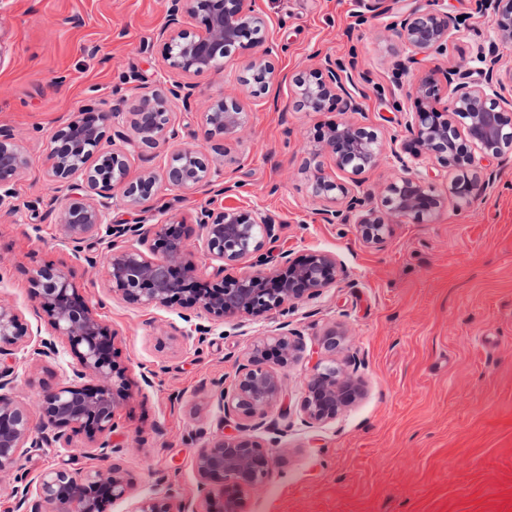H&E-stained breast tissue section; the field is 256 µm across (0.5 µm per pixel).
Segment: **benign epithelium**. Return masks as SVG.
I'll use <instances>...</instances> for the list:
<instances>
[{"instance_id": "obj_1", "label": "benign epithelium", "mask_w": 512, "mask_h": 512, "mask_svg": "<svg viewBox=\"0 0 512 512\" xmlns=\"http://www.w3.org/2000/svg\"><path fill=\"white\" fill-rule=\"evenodd\" d=\"M167 2V20L157 38L164 43L165 67L174 77L158 89L139 85L143 93L134 112L110 108L95 116L77 114L56 127L48 175L67 191V203L61 208L47 204L45 216L60 226L62 242L88 266L98 264L99 249L106 250L110 292L133 304L178 303L187 310V321L203 313L211 325L194 327L203 336L227 319L286 315L291 306L318 297L334 284L340 268L336 257L324 252L295 259L284 251L272 265L264 247L278 236L274 219L260 209L213 208L220 196L236 191L239 184L230 180L204 147L180 141L169 103L179 101L185 109H192L198 89L194 79L223 71L232 49L245 42L256 54L240 82L259 98L279 82L271 62L279 48L270 39L263 16L247 7L246 0ZM434 2L416 0L389 25L407 50V56L396 64L399 76L416 63L417 55L446 52L460 32L458 18L435 8ZM475 5L497 15L496 40L505 47L512 45V0H475ZM187 16L198 21L199 30L183 28ZM475 60L481 76L476 83L457 70L437 69L412 84L408 98L414 99V106L404 110L407 139L391 138L390 153L400 174L384 188L386 214L370 208L366 194L326 175L321 165L314 167L312 194L325 202L316 212L322 223L353 222L365 243L380 246L392 231L385 216L416 222L434 216L443 198L432 183L431 157L462 171V179L452 187L454 194L477 195L481 183L467 174L474 157L456 153L455 140L466 135L486 159H500L512 152V88L500 77L495 48L477 47ZM295 87L300 105L308 110L318 111L327 100L342 99L345 110L359 111L352 75L337 59L324 58L309 74L296 78ZM445 90L450 97L439 108ZM241 114L234 99L223 97L210 102L202 120L212 133L226 135L239 128ZM116 138L125 143L126 151L103 149V142ZM163 143L174 145L162 167L167 185L183 193L209 196L192 215L205 256L213 264L204 282L197 277L184 221L130 224L112 217L118 205L136 210L156 194L160 178L155 173L128 179V156ZM321 147L339 170L351 174L376 167L383 150L374 131L350 120L333 124ZM27 166V156L14 134L1 126L0 208H13L16 181ZM227 265H241L243 271L226 276ZM30 284L37 300L34 315L47 324L49 337L32 343L24 314L0 300V473L15 468L31 450L57 444L68 448L78 434L85 436L88 455L107 458L123 452L113 445L112 433L118 428L116 411L128 398L129 385L125 369L112 359L113 333L97 318L96 307L102 300H88L68 274L52 265L36 270ZM297 335V330L283 322L279 333L254 346L248 364L239 369L231 385L221 387L222 407L245 424L198 453V501L176 506L168 491L139 499L132 512H243L246 494L263 484L270 473V454L242 432L260 428L255 418L279 400L282 390L278 376L265 364V354L274 350L285 363L294 359L302 350ZM59 341L75 361L68 364L66 382L38 394L36 411L42 427L37 429L30 407L15 396L17 353L31 345L32 354L54 357L60 354ZM358 393L356 371L343 373L322 361L316 363L301 405L304 423L313 427L335 419ZM20 482L16 490L19 512H103L101 493L115 502L126 498L131 487L116 467L79 472L50 467Z\"/></svg>"}]
</instances>
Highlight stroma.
I'll use <instances>...</instances> for the list:
<instances>
[{
  "mask_svg": "<svg viewBox=\"0 0 512 512\" xmlns=\"http://www.w3.org/2000/svg\"><path fill=\"white\" fill-rule=\"evenodd\" d=\"M446 2L465 25L447 53L419 56L398 81L394 67L405 51L388 28L391 14L361 24L354 0H249L281 46L272 59L278 85L263 101L240 86L253 54L240 49L223 72L198 78L192 112L170 103L186 140L220 145L219 162L241 182L225 206L259 208L279 222L270 251L326 252L341 266L333 285L288 316L228 319L200 343L189 330L207 324L206 316L187 323L179 304L142 306L110 294L101 268L76 260L58 226L43 218L49 200H66L46 175L55 127L73 113L137 109L141 92L127 78L137 73L152 84L159 76L164 0H0V126L11 129L30 160L16 187L17 210H0V299L31 313L30 277L54 263L82 294L105 298L98 317L114 334L113 359L131 386L112 435L123 455H85L79 437L68 448L28 453L18 471L0 474V512H17V473L32 477L63 464L120 465L130 495L107 512H131L135 500L170 486L177 500L195 497L197 454L238 426L223 413L220 383H232L256 342L284 320L299 331L303 350L287 365L268 363L283 394L252 437L271 443V472L247 494L245 512H512V153L499 161L476 158L473 172L491 174L493 182L464 207L450 192L458 171L430 161L444 207L423 223L393 219L387 242L373 247L356 225L315 216L321 203L312 194L310 152L321 130L347 112L339 103L308 111L294 96L295 78L317 66V53L353 62L364 92L356 120L382 142L404 136L413 75L458 68L478 80L476 48L497 27L496 16L478 12L474 0ZM224 96L237 99L243 122L214 138L201 114ZM318 161L337 180L358 184L376 208L395 174L387 153L378 167L356 175L336 172L329 155ZM204 201L163 185L127 220H187ZM331 329L332 353L322 347ZM318 360L344 371L357 366L362 394L335 420L309 427L299 407ZM69 361L64 352L55 359L19 353L18 399H34L40 384L62 383ZM146 366L158 372L150 388L141 380Z\"/></svg>",
  "mask_w": 512,
  "mask_h": 512,
  "instance_id": "stroma-1",
  "label": "stroma"
}]
</instances>
